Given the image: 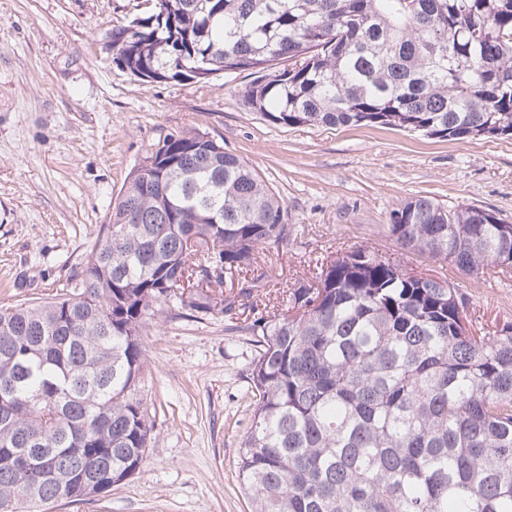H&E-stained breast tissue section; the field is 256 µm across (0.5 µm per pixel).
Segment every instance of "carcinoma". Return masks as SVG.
Returning <instances> with one entry per match:
<instances>
[{
  "label": "carcinoma",
  "mask_w": 512,
  "mask_h": 512,
  "mask_svg": "<svg viewBox=\"0 0 512 512\" xmlns=\"http://www.w3.org/2000/svg\"><path fill=\"white\" fill-rule=\"evenodd\" d=\"M151 2L101 39L141 80L249 71L245 103L276 126L512 136V0ZM143 162L70 291L0 308V512L139 472L147 320L234 311L253 289L226 296L224 275L288 245L285 201L208 133H170ZM387 233L465 275L512 270V224L487 210L411 197ZM274 296L286 311L249 326L238 477L252 512H512V322L473 327L454 283L369 247Z\"/></svg>",
  "instance_id": "carcinoma-1"
}]
</instances>
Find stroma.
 Returning a JSON list of instances; mask_svg holds the SVG:
<instances>
[{
	"instance_id": "35a3bbf8",
	"label": "stroma",
	"mask_w": 512,
	"mask_h": 512,
	"mask_svg": "<svg viewBox=\"0 0 512 512\" xmlns=\"http://www.w3.org/2000/svg\"><path fill=\"white\" fill-rule=\"evenodd\" d=\"M147 7L0 0V307L64 293L127 174L167 134L198 128L284 199L291 226L275 266L225 275V293L248 280L308 279L336 252L369 246L457 285L474 327L512 321V274L466 276L401 254L385 232L390 212L418 195L512 224V139L274 126L244 104L254 80L247 71L207 84L140 80L101 50L96 33ZM245 323L238 310L155 316L140 383L155 430L141 471L100 497L45 512H250L237 471L257 355Z\"/></svg>"
}]
</instances>
